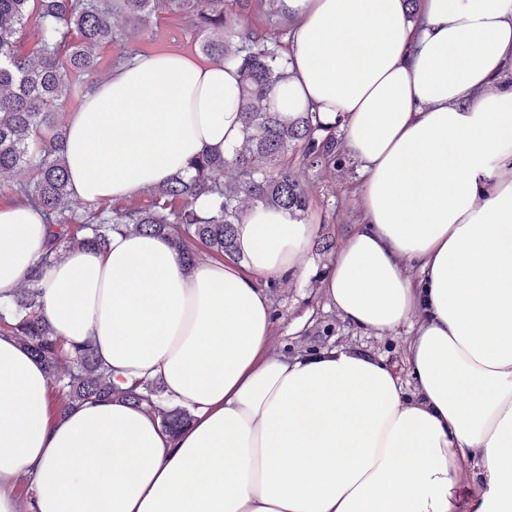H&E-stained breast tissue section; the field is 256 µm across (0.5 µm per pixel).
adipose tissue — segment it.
<instances>
[{
  "mask_svg": "<svg viewBox=\"0 0 512 512\" xmlns=\"http://www.w3.org/2000/svg\"><path fill=\"white\" fill-rule=\"evenodd\" d=\"M283 6L274 104L340 127L361 165L363 219L325 296L370 333L415 323L413 393L348 348L269 354L264 285L305 258L311 225L256 204L240 261L191 265L126 227L54 259L42 314L66 350L160 381L193 419L172 432L117 397L51 418L44 366L0 331V512H512V0H420L415 19L406 0ZM241 93L238 62L136 54L67 115L72 194L129 199L232 156ZM48 237L33 208L0 206V306Z\"/></svg>",
  "mask_w": 512,
  "mask_h": 512,
  "instance_id": "obj_1",
  "label": "adipose tissue"
}]
</instances>
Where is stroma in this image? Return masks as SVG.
Listing matches in <instances>:
<instances>
[{
  "label": "stroma",
  "instance_id": "stroma-1",
  "mask_svg": "<svg viewBox=\"0 0 512 512\" xmlns=\"http://www.w3.org/2000/svg\"><path fill=\"white\" fill-rule=\"evenodd\" d=\"M112 23L115 42L98 49L101 62L94 77L73 79V92L62 101L60 114L80 107L84 98L94 92L99 80L111 73L110 62L120 52L179 50L196 58L201 55L202 33L177 23L165 11H157L146 26L137 29L117 7L113 10ZM280 163L310 190L306 221L312 224L314 233L304 270L288 272L267 286L274 316L271 352L305 355L326 347H348L383 360L399 376L404 390L412 391L406 364L411 329L404 326L384 335L358 329L328 305L322 288V279L337 248L344 242L349 228L362 220L356 193L362 180L359 164L347 156L342 169L314 167L303 161L297 151L288 152Z\"/></svg>",
  "mask_w": 512,
  "mask_h": 512
}]
</instances>
